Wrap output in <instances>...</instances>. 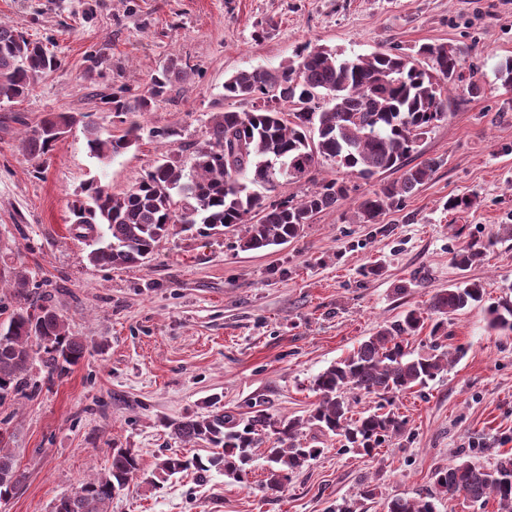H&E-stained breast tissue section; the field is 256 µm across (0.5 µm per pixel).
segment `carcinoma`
<instances>
[{"mask_svg":"<svg viewBox=\"0 0 512 512\" xmlns=\"http://www.w3.org/2000/svg\"><path fill=\"white\" fill-rule=\"evenodd\" d=\"M58 58L14 26L0 22V102L29 95L37 80L56 70ZM466 68L464 51L444 43H424L412 53L378 51L345 58L321 45H306L275 71L239 70L224 82V98L246 104L240 111L213 117L206 143L179 162L164 155L131 188L114 193L90 183L85 196L70 205L72 223L95 231L105 226L106 240L88 256L90 263L108 268L144 265L175 224H202L209 230L245 225L242 248L260 250L285 244L301 236L305 225L349 197L352 187L345 177L368 180L391 172L399 177L379 184L362 196L355 222L377 224L387 210L428 181L441 161L428 159L410 165L418 147L436 125L448 117L444 90L463 87L468 93L485 92ZM187 75L172 63L151 75L145 93L103 95L115 114L136 117L151 111ZM68 112L52 113L26 134L22 149L41 160L54 145L45 128L73 124ZM140 125L132 120L119 134L101 137L88 126L87 146L92 156L107 160L129 149ZM234 138L242 151L234 161L225 144ZM331 162L344 177L322 180L301 196L268 200L266 191L294 184L313 169ZM179 201H174V196ZM512 236L503 227L488 241L474 240L453 250L452 261L461 270L480 264L491 246ZM28 277L21 272L13 282L17 306L0 328V400L35 387L30 370L40 360L47 375L60 374L78 364L87 353L86 341L70 336L66 319L49 305L28 302ZM484 288L466 281L439 289L429 303L430 335H448L452 316L483 301ZM490 328L512 334V300L504 297L486 308ZM425 323L411 309L401 319L380 327L345 358L319 373L313 381L318 402L309 416L275 419L256 412L239 427L234 418L216 412L207 417L168 422L171 435L184 443H204L215 451L202 456L164 455L156 463L155 488L168 477L191 470L201 481L213 470L241 483L248 482L251 449L267 445L269 468L265 489L283 491L292 474L317 457L318 448L303 442V428H315L344 440V450L373 453L387 437L401 435L406 421L393 408L394 398L416 387H427L453 362L450 352L436 344L432 353L417 358L407 351L408 338ZM357 390L386 401L367 415L353 417L347 393ZM141 472L139 458L128 448L112 449L107 471L90 475L70 494L59 498L53 512H108L112 500ZM437 489L450 497L473 503L494 500L498 512H512V458L505 456L491 468L459 461L433 473ZM14 454L0 440V499L11 496L20 484ZM376 496L368 483L359 495L343 499L336 512H360L361 501ZM384 512H436L425 497H392Z\"/></svg>","mask_w":512,"mask_h":512,"instance_id":"obj_1","label":"carcinoma"}]
</instances>
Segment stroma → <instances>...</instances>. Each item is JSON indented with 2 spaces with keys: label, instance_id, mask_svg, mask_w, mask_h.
<instances>
[{
  "label": "stroma",
  "instance_id": "1",
  "mask_svg": "<svg viewBox=\"0 0 512 512\" xmlns=\"http://www.w3.org/2000/svg\"><path fill=\"white\" fill-rule=\"evenodd\" d=\"M1 21L46 44L61 66L25 99L0 102V324L23 270L30 301L50 298L89 351L53 379L33 364L36 394L0 401V435L22 476L0 512H51L56 498L108 469L116 447L137 454L145 474L164 454L207 455L171 437L175 419L307 417L316 375L405 311L427 312L438 289L469 279L482 283L484 302L449 325L448 371L395 397L403 436L368 456L311 429L305 437L319 454L283 492L264 489L258 448L248 484L184 472L158 489L130 484L110 512H334L366 481L377 495L362 512H383L393 496L433 497L437 512H497L493 501L438 494L433 473L512 455V335L491 331L485 312L512 284V239L468 270L451 261L458 245L512 225V85L497 77L512 60V0H0ZM260 24L269 33L258 40ZM309 42L346 56L447 43L465 49L486 91H449L447 120L412 157L441 166L380 223H354V212L389 172L356 180L338 208L280 246L242 250L238 224L210 236L177 226L146 265L91 264L97 241L76 237L69 209L82 188L94 181L120 192L163 155L189 159L213 115L241 107L223 96L229 75L279 68ZM172 60L189 75L140 116L127 151L99 162L78 124L43 162L23 152L25 131L49 112L90 115L104 134L121 129L101 95L143 93ZM453 196L473 204L448 209Z\"/></svg>",
  "mask_w": 512,
  "mask_h": 512
}]
</instances>
